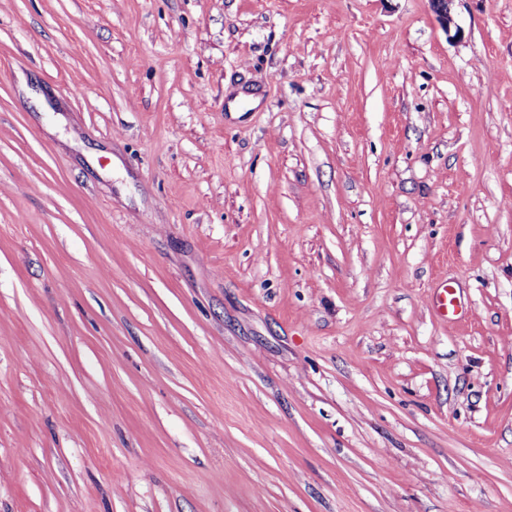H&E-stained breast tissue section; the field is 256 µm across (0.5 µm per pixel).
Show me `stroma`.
<instances>
[{
	"label": "stroma",
	"mask_w": 512,
	"mask_h": 512,
	"mask_svg": "<svg viewBox=\"0 0 512 512\" xmlns=\"http://www.w3.org/2000/svg\"><path fill=\"white\" fill-rule=\"evenodd\" d=\"M449 9L0 0V512H512V0Z\"/></svg>",
	"instance_id": "obj_1"
}]
</instances>
